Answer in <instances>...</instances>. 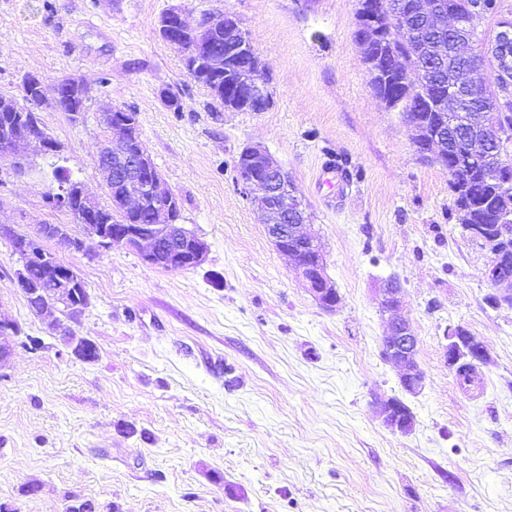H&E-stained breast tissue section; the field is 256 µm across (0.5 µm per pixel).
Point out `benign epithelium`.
<instances>
[{"mask_svg":"<svg viewBox=\"0 0 512 512\" xmlns=\"http://www.w3.org/2000/svg\"><path fill=\"white\" fill-rule=\"evenodd\" d=\"M397 4L383 0L376 14L359 7L356 13L355 31L379 30L385 23L405 21V17H446L452 20L455 28L461 22L477 25L481 12L473 5H464L459 0H417L414 10L405 15L396 13ZM222 23L225 32V57L245 58L246 64L236 67L239 80L246 86L248 101L264 105L273 100L268 82L261 78L265 64L253 47L246 29L233 15L224 12L210 17L205 23L191 27L178 9L165 12L158 26L162 39L176 42V35L188 34L195 37L194 45L186 50V55L202 61L206 46L202 44L203 33L210 27ZM462 52L492 59L498 69L495 87L496 97L502 98L512 88V20L502 23L495 36L482 44L471 43ZM453 87L459 91L458 97L473 103L489 97V88L481 83L479 71L467 73L463 81L455 80ZM435 120H425L418 116H407L405 124L417 152L423 156L431 153L448 176H454L455 169L448 167V139L444 130L455 129L468 123L469 137L485 145H496V149L483 157L481 175L484 181L497 184L502 190L512 188V133L501 128L497 113L483 110L470 117L458 119L448 111L446 102L433 105ZM112 129L118 132L117 138H109L112 147V160L97 163L98 170L106 184L122 185L125 192L119 196L120 207L126 213H135L152 204L157 216L164 219L162 224H97L94 221L98 210V199L89 195L82 181L74 179L48 191V200L56 208L70 210L71 198L82 201L83 213L75 216V223L82 229V236L67 234L57 238V244L64 250L81 252L84 238H96L106 246L118 245L137 249L143 261L153 267L171 271H181L201 265L207 256L208 245L196 234L181 224L180 199L167 186L161 177L152 157L144 145L133 147L136 136L135 121L123 117L122 113L112 114ZM45 153L60 151V145L45 135H7L0 139V163L8 166L14 174H26L24 160L29 150ZM236 166L238 185L248 194L255 187L261 190L258 196L249 197L255 212L262 219L266 234L274 248L294 260L295 271L318 303L331 309L338 302L334 283L326 272V261L317 233L310 224H290L288 216H305L308 205L304 197L292 183L288 173L261 145H247L239 153ZM461 223L467 225L473 235L480 240L489 255L488 278L493 285L489 303L499 306L506 303L512 306V253L500 249V244L512 240V213H499L496 224L485 227L470 223V209L458 207ZM46 234L41 224L28 234L17 232L8 224L0 225V238L9 241L12 253L17 257L19 268L15 272L18 288L26 285L28 265L38 262L52 272L55 279L53 298L42 306L31 307V312L41 316L61 308L67 317L74 318L88 301L87 292L78 287L74 270L62 264L56 254L42 247ZM383 311L391 314V321L381 337V354L400 368L401 386L409 393L418 392L423 386V372L417 361V340L412 326L396 316L400 310L401 287L394 278L382 281L378 288ZM443 338L445 361L448 369L457 372L463 364L478 368L489 363L490 356L486 345L472 336L461 324H450L444 330ZM63 341L77 359L93 362L98 357L95 343L85 337L71 334ZM378 412L384 424L393 431L404 432L410 426V419L404 403L392 398L378 402Z\"/></svg>","mask_w":512,"mask_h":512,"instance_id":"1","label":"benign epithelium"}]
</instances>
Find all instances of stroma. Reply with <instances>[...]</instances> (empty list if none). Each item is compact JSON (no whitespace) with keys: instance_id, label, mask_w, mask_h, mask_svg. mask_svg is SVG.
I'll return each instance as SVG.
<instances>
[{"instance_id":"obj_1","label":"stroma","mask_w":512,"mask_h":512,"mask_svg":"<svg viewBox=\"0 0 512 512\" xmlns=\"http://www.w3.org/2000/svg\"><path fill=\"white\" fill-rule=\"evenodd\" d=\"M357 0H0V93L26 75L87 87L84 120L44 101L63 147L0 168V224H65L49 204L50 164L107 202L95 160L104 105L138 114L141 138L209 247L170 272L87 240L58 250L89 303L71 329L98 348L77 360L14 284L0 239V320L40 338L0 368V512H512V307H492L486 252L463 231L448 175L423 158L399 112L373 96L354 39ZM179 9L235 15L266 62L264 112H214L207 89L157 21ZM175 93L180 110L163 102ZM285 168L309 205L339 300L325 309L275 250L234 168L247 144ZM338 162L361 172L322 183ZM396 276L425 387L412 396L381 356L388 316L375 286ZM464 325L490 361L462 388L443 332ZM415 417L383 426L377 401ZM37 493H27L28 484Z\"/></svg>"}]
</instances>
